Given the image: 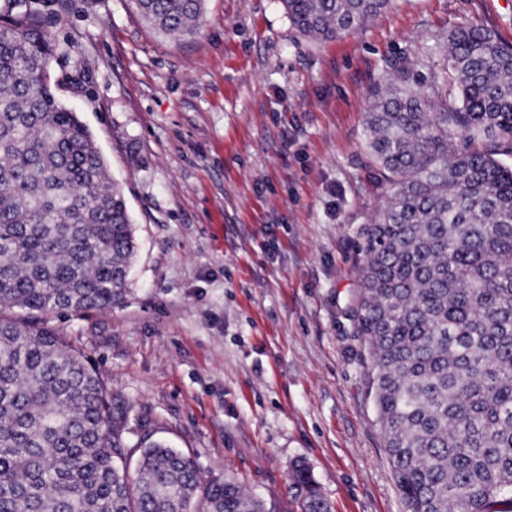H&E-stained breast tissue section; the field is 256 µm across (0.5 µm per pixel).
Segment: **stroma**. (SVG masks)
<instances>
[{
    "instance_id": "35a3bbf8",
    "label": "stroma",
    "mask_w": 512,
    "mask_h": 512,
    "mask_svg": "<svg viewBox=\"0 0 512 512\" xmlns=\"http://www.w3.org/2000/svg\"><path fill=\"white\" fill-rule=\"evenodd\" d=\"M58 47L56 97L88 126L136 227L122 301L47 318L139 435L299 512L304 463L332 512H407L356 328L364 245L389 192L363 120L390 64L424 82L466 21L512 44V0H392L312 41L279 0H206L158 36L132 0H29Z\"/></svg>"
}]
</instances>
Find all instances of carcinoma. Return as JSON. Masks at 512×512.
Here are the masks:
<instances>
[{"instance_id":"1","label":"carcinoma","mask_w":512,"mask_h":512,"mask_svg":"<svg viewBox=\"0 0 512 512\" xmlns=\"http://www.w3.org/2000/svg\"><path fill=\"white\" fill-rule=\"evenodd\" d=\"M163 37L197 33L205 0H134ZM304 36L339 38L391 0H281ZM0 15V512H266L231 478L143 438L85 355L43 322L119 303L136 252L123 194L92 135L49 82L42 14ZM392 64L364 132L391 194L365 244L358 332L396 486L409 512H512V45L464 22L430 86ZM300 512H331L310 470L291 468Z\"/></svg>"}]
</instances>
